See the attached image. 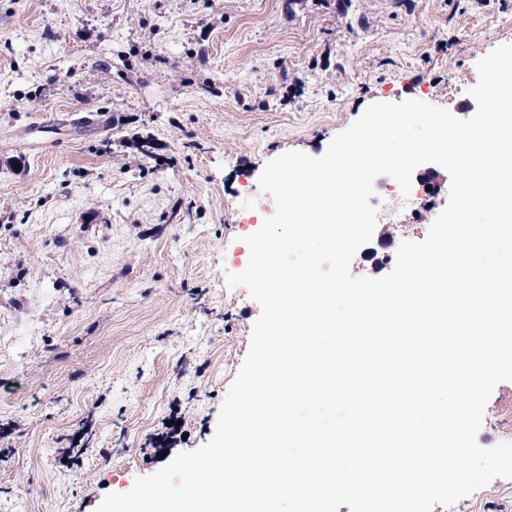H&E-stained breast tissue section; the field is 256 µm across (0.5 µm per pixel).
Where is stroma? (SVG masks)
Returning <instances> with one entry per match:
<instances>
[{
    "instance_id": "stroma-1",
    "label": "stroma",
    "mask_w": 512,
    "mask_h": 512,
    "mask_svg": "<svg viewBox=\"0 0 512 512\" xmlns=\"http://www.w3.org/2000/svg\"><path fill=\"white\" fill-rule=\"evenodd\" d=\"M512 0H0V512H95L213 436L259 305L242 271L276 206L265 164L313 157L376 102L471 118ZM456 95H449V86ZM404 207L355 254L381 278L445 208ZM181 434L156 440L167 421ZM512 442V382L477 434ZM433 512H512L498 478Z\"/></svg>"
}]
</instances>
